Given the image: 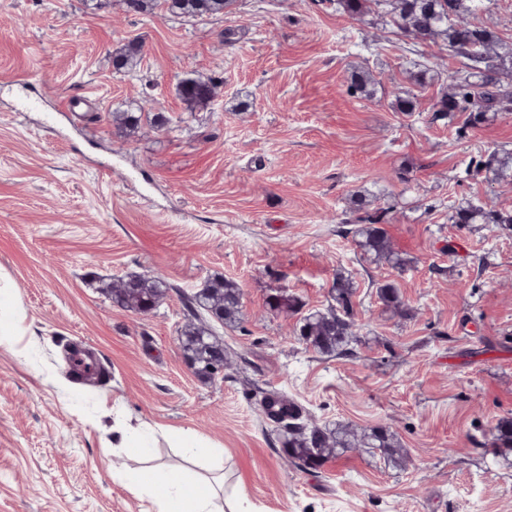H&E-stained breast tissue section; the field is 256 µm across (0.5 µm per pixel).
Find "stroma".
Wrapping results in <instances>:
<instances>
[{
    "label": "stroma",
    "mask_w": 512,
    "mask_h": 512,
    "mask_svg": "<svg viewBox=\"0 0 512 512\" xmlns=\"http://www.w3.org/2000/svg\"><path fill=\"white\" fill-rule=\"evenodd\" d=\"M131 40L144 56L116 71ZM193 61H185V51ZM459 62L371 12L325 0H234L220 16L125 13L91 0H0V512H158L173 475L218 482L214 512H512V466L492 432L512 417V224H454L468 201L512 211V180L477 170L512 151V116L476 127L437 104ZM370 72L373 97L347 78ZM218 79L186 111L187 72ZM411 92L416 107L395 109ZM85 97L78 111L63 101ZM145 100L135 137L110 111ZM385 208L404 269L369 265L348 232ZM168 285L150 313L104 283ZM356 289L355 353L326 358L293 330ZM239 283L242 316L215 324L230 363L204 382L177 342L184 296ZM391 281L412 311L376 295ZM288 294L300 309L272 310ZM83 349L101 378L78 379ZM288 394L320 425L384 427L399 466L363 451L305 472L287 462L255 391ZM130 432L138 448H121ZM219 444L187 460L182 439ZM147 471L149 487L128 479Z\"/></svg>",
    "instance_id": "35a3bbf8"
}]
</instances>
